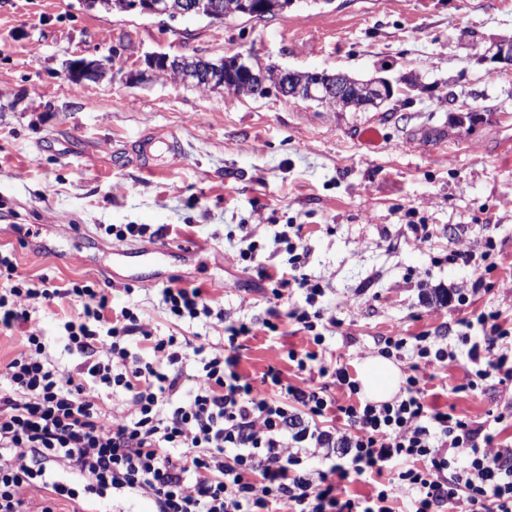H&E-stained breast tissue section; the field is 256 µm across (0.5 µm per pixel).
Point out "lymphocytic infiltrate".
Masks as SVG:
<instances>
[{"mask_svg": "<svg viewBox=\"0 0 512 512\" xmlns=\"http://www.w3.org/2000/svg\"><path fill=\"white\" fill-rule=\"evenodd\" d=\"M239 256L266 281L267 317L278 331L287 319L307 335L311 350H289L303 378L284 381L268 368L260 381L239 370L242 337L249 324L212 307L204 289L168 286L160 291L178 322L216 317L219 343L184 336H156L135 309L114 310L107 289L85 281L60 288L32 282L0 254V326L21 327L24 348L5 366L0 384V512H30L33 493L47 491L40 512H55L59 499L153 501L156 512H512V444L495 443L484 424L426 402L416 376H407L393 400H355L337 406L333 388L359 390L347 368L332 364L327 330L339 319L323 299L325 284L305 273L308 249L303 227L289 224L274 236L287 255L283 267L268 265L264 247L245 231ZM74 302L64 331L79 363L70 370L46 350L29 301ZM483 336L467 348L478 380L512 381V326L500 312L476 318ZM144 351L132 350V342ZM411 351L425 366L456 360L455 348L431 347L424 337L388 336L382 354ZM198 360L187 374L185 365ZM192 381L188 400L179 394ZM124 398L125 410L109 412L103 392ZM341 412L343 428L322 425ZM322 467H313V460ZM389 467L387 483L367 496L346 494L343 482Z\"/></svg>", "mask_w": 512, "mask_h": 512, "instance_id": "obj_1", "label": "lymphocytic infiltrate"}]
</instances>
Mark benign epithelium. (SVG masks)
I'll list each match as a JSON object with an SVG mask.
<instances>
[{
    "mask_svg": "<svg viewBox=\"0 0 512 512\" xmlns=\"http://www.w3.org/2000/svg\"><path fill=\"white\" fill-rule=\"evenodd\" d=\"M279 10L278 0H241L238 12L250 17H264ZM125 11L145 16L184 18L202 16L213 23H222L226 16L219 0H125ZM485 58L501 65L512 67V36L499 37L485 49ZM148 69L138 78L151 80L162 71L175 69L186 84L201 85L218 90L224 87L225 76H238L265 97L276 93L282 98L319 100L323 103L336 101L359 110L378 106L390 100L394 94L393 84L382 77L360 82L349 76L336 73L282 69L276 80L268 79L264 68L252 65L240 55L224 59V66H213L196 56H169L155 54L147 59ZM117 78L110 62L77 60L68 64L67 77L75 82H100L107 76Z\"/></svg>",
    "mask_w": 512,
    "mask_h": 512,
    "instance_id": "benign-epithelium-1",
    "label": "benign epithelium"
}]
</instances>
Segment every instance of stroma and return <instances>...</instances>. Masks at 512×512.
I'll return each mask as SVG.
<instances>
[{"mask_svg":"<svg viewBox=\"0 0 512 512\" xmlns=\"http://www.w3.org/2000/svg\"><path fill=\"white\" fill-rule=\"evenodd\" d=\"M512 35V0H293L264 19L162 21L105 14L81 0H0V251L18 271L51 284L109 285L114 309L136 306L154 335L215 342V320L172 323L159 285L206 288L218 307L255 321L240 369L268 367L298 382L289 349L309 340L291 322L260 327L266 292L239 257L241 225L285 265L273 237L300 224L306 273L328 283L342 324L327 333L334 359L356 373L385 336L456 344L461 322L487 311L512 318V71L493 72L463 31ZM245 60L296 70L341 71L394 83L386 108L333 112L310 101L202 92L165 79L126 83L150 55ZM111 58L122 79L75 83L66 66ZM415 75V85L403 78ZM473 124L449 128L459 106ZM175 135L182 162L157 174L131 165L135 142ZM113 224L164 227L161 244L117 241ZM429 225L428 241L411 227ZM495 244L491 272L435 257ZM466 288L470 302L443 306L437 285ZM361 293L351 312L337 309ZM72 304L41 307L45 343L66 368L63 325ZM465 357L420 370L427 402L476 422L497 413L506 390L469 386Z\"/></svg>","mask_w":512,"mask_h":512,"instance_id":"stroma-1","label":"stroma"}]
</instances>
